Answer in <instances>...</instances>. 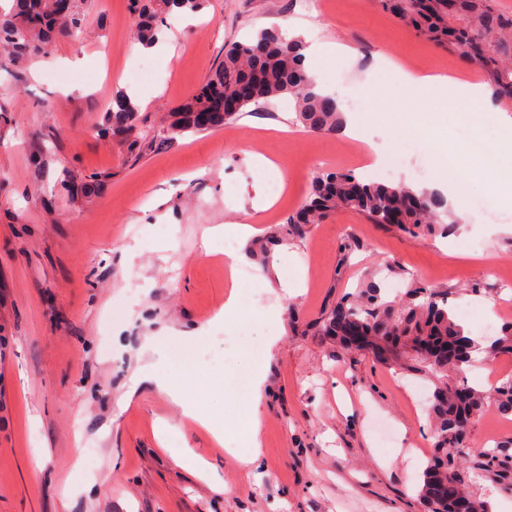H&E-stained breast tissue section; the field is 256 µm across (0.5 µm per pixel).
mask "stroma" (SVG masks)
I'll use <instances>...</instances> for the list:
<instances>
[{
    "mask_svg": "<svg viewBox=\"0 0 512 512\" xmlns=\"http://www.w3.org/2000/svg\"><path fill=\"white\" fill-rule=\"evenodd\" d=\"M80 12L75 35L19 62L0 56V512H422L430 383L343 349L319 323L364 281L392 294L412 278L447 289L449 304L473 303V337L483 335L479 320L512 321V206L464 166L458 192L435 151L465 160L473 143L495 146L512 112L479 129L413 126L428 96L398 85L390 63L481 77L377 0H328L322 12L305 0H206L163 26L176 45L169 61L139 49L128 0H81ZM270 26L339 46L313 57L312 73L385 88L351 122L397 154L392 182L461 200L462 223L414 236L342 209L295 233L288 218L318 170L379 175L349 134L303 129L285 99L215 130L167 136L169 110L225 46ZM122 94L148 133L134 149L102 132L100 101ZM410 139L421 151H402ZM261 155L277 171L256 174ZM247 213L258 231L236 244L234 266L224 239ZM212 227L223 236L203 247ZM235 271L250 273L260 318L213 325ZM202 328V411L223 425L226 447L154 385L131 384L146 364L175 373L180 336ZM262 366L255 409L234 381ZM256 436L260 458L246 472L238 458ZM490 439L512 441L511 416L473 423L471 454ZM184 444L208 462V479L177 464Z\"/></svg>",
    "mask_w": 512,
    "mask_h": 512,
    "instance_id": "stroma-1",
    "label": "stroma"
}]
</instances>
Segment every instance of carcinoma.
I'll return each mask as SVG.
<instances>
[{"label": "carcinoma", "instance_id": "cac0c4a2", "mask_svg": "<svg viewBox=\"0 0 512 512\" xmlns=\"http://www.w3.org/2000/svg\"><path fill=\"white\" fill-rule=\"evenodd\" d=\"M68 11L58 0H15L10 13L0 15V50L14 59L40 52L48 42L81 29L78 0ZM205 0H131L134 38L145 48L158 41L166 16L174 11L197 12ZM403 25L426 41L458 54L479 72L492 90L493 102L512 112V12L499 0H380ZM307 44L286 38L273 29H261L250 39L233 42L224 59L204 84L171 110L166 134L208 129L201 116L223 127L254 105L270 104L286 95L294 103L297 121L326 134L343 129L344 112L336 96L318 88L306 66ZM249 82L251 97L238 111L226 115L211 111V103L232 97L237 85ZM112 130L133 137L134 147L145 136L137 133L139 105L126 95L109 109ZM339 207L362 214L373 224H387L395 213L402 225L429 228L459 223L447 200L437 190L407 184L366 182L350 174L321 171L298 211L288 218L294 225L319 224ZM322 326L341 343H350L349 331L363 334L364 349L383 352L381 363L404 365L429 378L434 389L429 417L434 423V445L422 473L419 496L427 512H455L463 501L468 512H493L491 502L478 493L484 481L512 490V453L507 447L484 450L468 459L467 425L490 410L512 415V376L490 389L460 377L482 354L488 360L512 355V322L498 335L479 341L466 331L448 305V289L431 288L413 280L400 301H389L374 282L341 297Z\"/></svg>", "mask_w": 512, "mask_h": 512}]
</instances>
